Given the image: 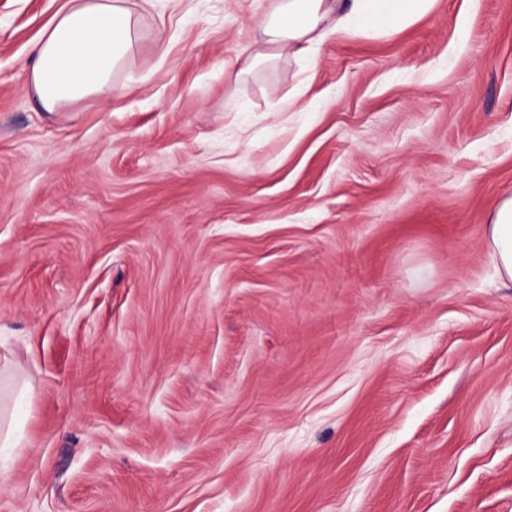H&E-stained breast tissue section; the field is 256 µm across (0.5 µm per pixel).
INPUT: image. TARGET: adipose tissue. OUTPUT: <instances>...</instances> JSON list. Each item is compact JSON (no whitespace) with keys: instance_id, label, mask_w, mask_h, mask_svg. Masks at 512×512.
<instances>
[{"instance_id":"ef3b65f1","label":"adipose tissue","mask_w":512,"mask_h":512,"mask_svg":"<svg viewBox=\"0 0 512 512\" xmlns=\"http://www.w3.org/2000/svg\"><path fill=\"white\" fill-rule=\"evenodd\" d=\"M431 0H278L263 33L277 52L303 54L342 32L383 31L427 11ZM139 19L120 0H67L26 62L31 89L48 112L112 92V74L138 43ZM502 280L512 283V198L487 226Z\"/></svg>"}]
</instances>
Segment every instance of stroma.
<instances>
[{
  "mask_svg": "<svg viewBox=\"0 0 512 512\" xmlns=\"http://www.w3.org/2000/svg\"><path fill=\"white\" fill-rule=\"evenodd\" d=\"M64 2L0 0V512H512V0L250 69L276 0H155L47 112ZM487 242L498 275L512 283V198L496 208L487 225Z\"/></svg>",
  "mask_w": 512,
  "mask_h": 512,
  "instance_id": "1",
  "label": "stroma"
}]
</instances>
